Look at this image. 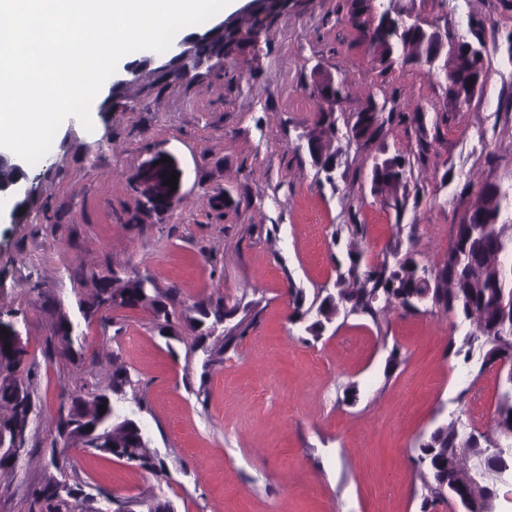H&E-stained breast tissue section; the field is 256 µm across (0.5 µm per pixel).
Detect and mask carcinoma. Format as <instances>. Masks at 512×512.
Here are the masks:
<instances>
[{
	"instance_id": "1",
	"label": "carcinoma",
	"mask_w": 512,
	"mask_h": 512,
	"mask_svg": "<svg viewBox=\"0 0 512 512\" xmlns=\"http://www.w3.org/2000/svg\"><path fill=\"white\" fill-rule=\"evenodd\" d=\"M289 3L290 0H251L249 18L244 24L220 20L201 33H193L196 60L220 55L257 56L259 39L269 40L274 24L288 11ZM410 15L402 0H377L375 5L369 3L350 11L349 21L368 38L376 64L385 68L396 63L424 66L443 76L450 100L470 93L476 82L488 76L489 58L478 33H443L437 27L415 24ZM443 37L448 39L447 61L435 52ZM124 70L131 75L139 73L136 84L142 101L158 87L174 81L189 87L197 80L215 75L210 70L194 71L188 79V64H179L165 54L149 62L136 59L127 63ZM311 81L315 118L299 136V146L317 164V173L324 174L331 185L335 181L333 170L338 165L336 140L344 139L346 148L357 153L371 152V195L394 210L396 221L389 246L375 261L363 264L359 253L350 251L348 262L337 265L333 287L323 285L310 298L303 289L291 288V324L301 326L317 340L340 313L346 317H368L376 323L390 309L422 313L426 296L432 305L430 313H454L471 326L461 346L453 341L448 343V354L476 362L480 373L498 354H512V332L492 335L498 320V298L512 299V218L505 216L509 191L493 181L470 185L475 202L457 225L455 247L448 250L441 264L425 273L417 266L414 252L405 247L400 224L408 207L412 164L399 153H389L387 144L393 127L422 126V108L418 104L402 105L395 99L380 103L371 95L360 111L346 113L342 103L349 87L344 81H333L331 74L318 64L311 70ZM363 233L362 224H338L333 226L331 238L337 243L345 235L355 241ZM180 304L177 289L159 291L149 273L123 282L113 271L99 278L91 298L78 299L75 316H59L54 349L65 356L76 353L75 328L95 319L104 321L102 315L108 311L151 309L164 313L167 335L177 334L176 326L182 324L192 332L186 357L202 353L205 374L207 368L223 362L224 354L243 337L258 314V304L251 303L238 323L228 329L224 322L237 314V307H228L223 295L198 301L190 313L178 317L176 307ZM117 360L118 355H112L107 385L75 386L60 394L56 435L67 433L69 442L60 448L51 442L48 455L53 459L52 472L29 494L27 512H131L127 499L101 488L92 494L86 491V482L66 476L74 450L116 457L157 477L166 476L164 461L149 451L148 439L138 436L137 411L126 407L130 401L140 405L136 396L140 380ZM35 376L36 364L28 343L1 334L0 406L7 408L9 414L0 419V469L10 467L26 443L28 415L38 409L33 392ZM102 406L106 407L103 412ZM493 421L496 435L477 434L467 453L458 450L463 424L459 417L435 428L412 449L416 475L426 491L421 512H429L445 502L448 492L458 497L474 471L481 472L489 483L495 481L496 461L489 456L488 449L504 431L512 430V385L503 381ZM141 506L146 512H175L173 503L160 495L141 501Z\"/></svg>"
}]
</instances>
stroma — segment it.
<instances>
[{
    "mask_svg": "<svg viewBox=\"0 0 512 512\" xmlns=\"http://www.w3.org/2000/svg\"><path fill=\"white\" fill-rule=\"evenodd\" d=\"M424 21L451 30L482 23L491 58L481 95L452 109L442 76L411 66L384 70L348 21L353 0H296L276 22L256 78L226 86L170 84L135 111L108 113L94 130L67 118L49 152L28 166L32 194L22 223L0 216V316H17L40 366L28 454L0 471V512H26L46 470L62 390L105 384L111 356L138 376L149 448L167 465L157 480L125 461L79 452L73 473L121 498L162 495L176 512H420L424 490L411 450L456 416L492 430L498 377L448 354L468 323L453 314L386 313L336 318L319 340L290 324L288 288L313 292L336 278L348 248L373 261L391 241L392 209L370 193L367 154H340L335 184L322 182L296 135L316 104L310 72L345 78L342 108L369 95L421 104L430 149L409 188L417 208L402 221L423 263L435 265L474 201L470 182L512 185V29L506 0H404ZM162 151L180 173L182 201L147 213L138 170ZM450 184H442L444 172ZM223 193L217 207L210 196ZM138 223H131V216ZM357 222L355 245L332 242L334 225ZM152 274L180 290L183 307L215 287L261 313L222 363H186L185 341H168L142 309L111 312L84 328L79 356L47 358L57 315L90 297L95 272ZM40 282L42 295L28 293ZM404 362L386 373L391 349ZM356 384L357 399L342 402ZM206 396H198L199 387ZM465 403H458L461 390Z\"/></svg>",
    "mask_w": 512,
    "mask_h": 512,
    "instance_id": "stroma-1",
    "label": "stroma"
}]
</instances>
